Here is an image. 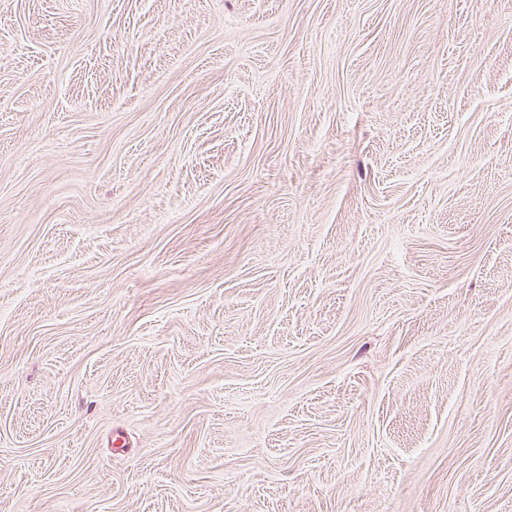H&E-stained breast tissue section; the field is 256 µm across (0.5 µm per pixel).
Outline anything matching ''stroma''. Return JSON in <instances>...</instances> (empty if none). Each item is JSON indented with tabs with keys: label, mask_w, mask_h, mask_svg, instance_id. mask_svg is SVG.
<instances>
[{
	"label": "stroma",
	"mask_w": 512,
	"mask_h": 512,
	"mask_svg": "<svg viewBox=\"0 0 512 512\" xmlns=\"http://www.w3.org/2000/svg\"><path fill=\"white\" fill-rule=\"evenodd\" d=\"M0 512H512V0H0Z\"/></svg>",
	"instance_id": "obj_1"
}]
</instances>
